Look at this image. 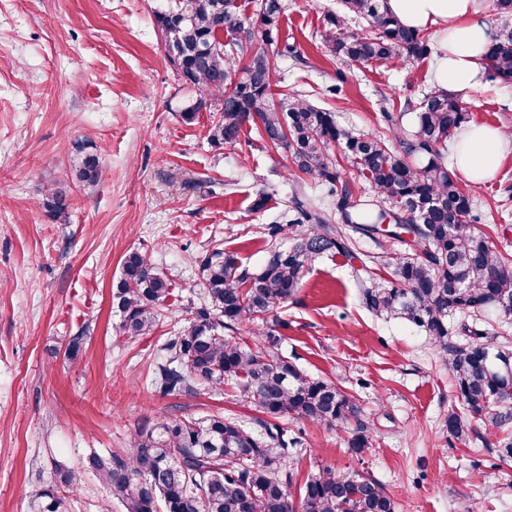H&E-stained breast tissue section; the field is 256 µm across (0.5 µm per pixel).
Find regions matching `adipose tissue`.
<instances>
[{"mask_svg":"<svg viewBox=\"0 0 512 512\" xmlns=\"http://www.w3.org/2000/svg\"><path fill=\"white\" fill-rule=\"evenodd\" d=\"M381 4L403 26L438 36L439 54L432 74L440 90L455 94L480 88L483 57L498 31L478 0H381ZM504 142L498 128H465L458 137L457 171L473 185L486 183L495 173Z\"/></svg>","mask_w":512,"mask_h":512,"instance_id":"adipose-tissue-1","label":"adipose tissue"}]
</instances>
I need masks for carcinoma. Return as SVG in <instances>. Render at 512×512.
I'll use <instances>...</instances> for the list:
<instances>
[{"label":"carcinoma","mask_w":512,"mask_h":512,"mask_svg":"<svg viewBox=\"0 0 512 512\" xmlns=\"http://www.w3.org/2000/svg\"><path fill=\"white\" fill-rule=\"evenodd\" d=\"M253 18L241 13L239 0H176L156 16L180 80L199 91L182 118L214 110L219 117L208 131L211 145L221 148L239 140L245 125L259 138L284 149L294 172L330 185L340 223L299 197L269 227L268 236L288 230L294 243L271 245L263 264L252 270L236 254L220 249L200 260L206 301L177 336L163 346L153 381L163 394L193 393L206 383L236 385L246 400L270 418L343 425L354 419L349 446L356 454L370 448L368 425L359 418L353 396L331 381L303 374L279 352L276 314L300 287L303 270L316 257L332 252L353 257L352 235L376 244L391 238L405 247L392 263L391 285H367L373 271L357 275L362 303L380 316L403 318L421 328L448 365L463 413L448 412V434L469 432L467 417L488 410L503 433L497 441L512 458V351L493 350L484 342L496 336L477 324L462 323L458 342L448 333V317L477 316L495 300L502 318H512V262L496 251L482 232L473 191L448 170V140L467 122L460 98L430 87L404 116L383 110L388 134L361 135L340 123L336 113L309 103L297 91L276 90L278 80L267 53L256 47L270 42L284 13L282 0ZM344 14H330L323 35L334 56L357 63L403 65L428 55L429 42L419 30L402 26L381 8L380 0H342ZM359 19L366 30H349ZM489 80L512 83V26L485 56ZM288 135H283V131ZM339 148L351 160L376 198L365 200L340 181ZM75 181L94 192L104 168L92 151L78 148ZM67 189L55 187L45 203L47 215H66ZM170 281L147 254L128 253L121 265L112 306L120 314L119 334L131 339L149 334L159 306L170 295ZM245 320L269 324L264 341L250 346L224 336ZM255 431L217 413L203 421L170 419L130 435L120 454L90 453L81 468L57 466L53 476L29 502L30 512H67L65 493L95 475L125 512H395L382 485L361 474L338 476L324 469L289 491V449L298 438L288 429L258 420Z\"/></svg>","instance_id":"cac0c4a2"}]
</instances>
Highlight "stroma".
<instances>
[{
  "label": "stroma",
  "instance_id": "35a3bbf8",
  "mask_svg": "<svg viewBox=\"0 0 512 512\" xmlns=\"http://www.w3.org/2000/svg\"><path fill=\"white\" fill-rule=\"evenodd\" d=\"M173 3L0 0V512H28L56 465L119 452L139 425L221 411L252 428L262 417L236 386L164 396L149 374L205 301L199 259L220 247L259 268L266 229L292 197L326 208L331 198L327 186L292 176L288 153L254 129L218 149L207 140L212 113L182 120L195 91L179 79L156 23ZM285 3L265 46L273 66L285 86L358 133L380 131L382 107L404 111L429 87L437 36L430 56L402 66L345 62L322 40L340 0ZM288 43L305 65L284 55ZM335 84L342 91L333 96ZM461 99L469 124L512 129V84L487 80ZM79 142L105 166L89 196L74 186ZM56 183L71 191L66 217L54 221L41 201ZM262 193L267 204L254 210ZM474 193L481 229L512 260V144ZM355 249L354 260L325 253L305 267L299 291L277 311L276 335L289 361L354 395L372 446L352 453L349 423L282 419L299 440L288 460L295 482L325 468L368 473L397 512H512V458L492 449L490 416L473 418L470 442L449 436L455 384L428 337L362 304L356 269L368 265L385 282L401 244L360 239ZM134 250L149 254L171 293L155 329L131 340L116 331L112 289ZM79 332L84 345L72 361L65 348Z\"/></svg>",
  "mask_w": 512,
  "mask_h": 512
}]
</instances>
